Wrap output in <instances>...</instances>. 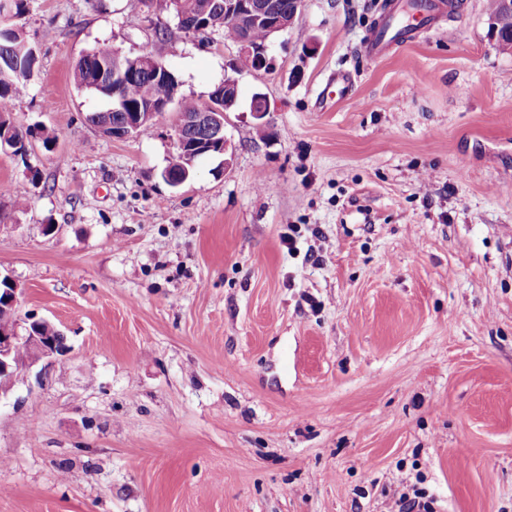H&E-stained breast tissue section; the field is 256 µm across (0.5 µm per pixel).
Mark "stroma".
Segmentation results:
<instances>
[{
  "mask_svg": "<svg viewBox=\"0 0 512 512\" xmlns=\"http://www.w3.org/2000/svg\"><path fill=\"white\" fill-rule=\"evenodd\" d=\"M383 2L301 0L239 72L222 30L159 38L163 0H27L10 119L39 136L0 152V273L68 350L0 402V512H512V52L487 0H438L366 57ZM95 48L201 104L236 75L230 164L164 181L175 103L98 133Z\"/></svg>",
  "mask_w": 512,
  "mask_h": 512,
  "instance_id": "obj_1",
  "label": "stroma"
}]
</instances>
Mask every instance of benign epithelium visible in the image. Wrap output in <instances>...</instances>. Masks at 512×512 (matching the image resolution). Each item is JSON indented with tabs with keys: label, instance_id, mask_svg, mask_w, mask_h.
Listing matches in <instances>:
<instances>
[{
	"label": "benign epithelium",
	"instance_id": "7a95c632",
	"mask_svg": "<svg viewBox=\"0 0 512 512\" xmlns=\"http://www.w3.org/2000/svg\"><path fill=\"white\" fill-rule=\"evenodd\" d=\"M217 12L224 15L227 20H233L248 25L262 23L267 28V39L263 45L253 44L248 37H243L239 43L241 52L255 57L256 66L253 71H266L271 68L272 58L268 56V48L272 39L290 28L295 20L297 11L282 14L275 0H222L218 3ZM179 24L187 25L200 33L208 31L211 20L204 13L196 17L179 14ZM86 64L94 68L97 83L101 86L112 85V98L116 106L112 111H120L121 102L118 101L117 81L124 78H134L140 71L147 70L156 77L169 79L170 70L157 57L153 56L136 64L129 72H123L122 63L114 58L107 60L97 50L85 54ZM238 100V81L233 76L224 78V84L216 89L209 101L193 115L182 111L177 113L174 125L177 146L181 147L189 165H194L196 159L208 153H218L225 156L224 166H229L230 159L226 158L230 141L224 134L227 112ZM173 98H166L158 105L143 112L138 108L129 107L131 114L119 124L109 125L107 118L95 125L102 131L112 128V138L127 139L136 134L143 126L155 122L167 112ZM257 108L251 115L256 119V126L264 127L268 123L270 105L261 95L254 97ZM6 281L8 287L3 289V298L0 299V308L8 311L13 322L0 327V400L7 398L15 387V374L13 372L15 359L14 352L20 346L26 347L37 360H51L58 356L57 330L45 319L21 317L19 315V288L10 277L0 275V282Z\"/></svg>",
	"mask_w": 512,
	"mask_h": 512
}]
</instances>
